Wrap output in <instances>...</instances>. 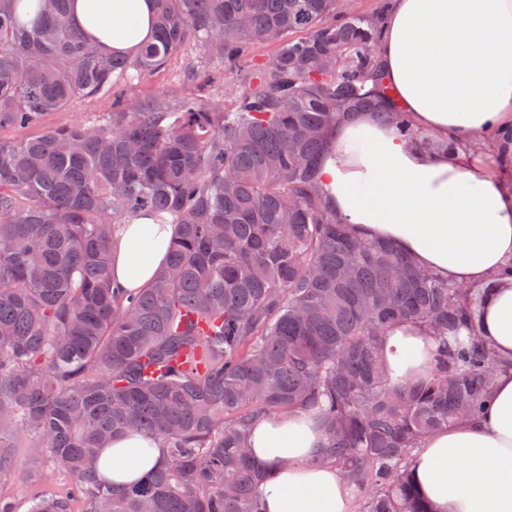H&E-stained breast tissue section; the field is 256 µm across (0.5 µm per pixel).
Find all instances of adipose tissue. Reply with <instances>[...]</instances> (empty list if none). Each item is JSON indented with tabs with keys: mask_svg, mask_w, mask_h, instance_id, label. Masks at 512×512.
Here are the masks:
<instances>
[{
	"mask_svg": "<svg viewBox=\"0 0 512 512\" xmlns=\"http://www.w3.org/2000/svg\"><path fill=\"white\" fill-rule=\"evenodd\" d=\"M154 12V0L72 3L88 37L127 56L150 39ZM379 58L394 100L441 147L410 141L372 112L341 114L320 164L325 199L355 231L450 283L484 289L479 329L512 359V282L496 281L512 265V0H388ZM480 132L500 136L494 154L473 148ZM174 235L147 216L124 225L115 285L146 287ZM433 347L424 326L398 322L386 360L394 376L413 378L429 370ZM250 442L265 472L264 512H354L336 469L307 464L326 443L312 413L260 416ZM163 462L159 440L131 432L103 451L99 472L123 487ZM413 472L435 512H512V368L497 373L484 415L423 441Z\"/></svg>",
	"mask_w": 512,
	"mask_h": 512,
	"instance_id": "adipose-tissue-1",
	"label": "adipose tissue"
}]
</instances>
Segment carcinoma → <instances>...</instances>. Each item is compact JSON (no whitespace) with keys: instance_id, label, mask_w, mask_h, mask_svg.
<instances>
[{"instance_id":"cac0c4a2","label":"carcinoma","mask_w":512,"mask_h":512,"mask_svg":"<svg viewBox=\"0 0 512 512\" xmlns=\"http://www.w3.org/2000/svg\"><path fill=\"white\" fill-rule=\"evenodd\" d=\"M152 41L112 54L71 0H0V130L154 72L193 40L241 77L227 109L153 100L0 139V483L31 449L73 483L26 512H260L248 437L261 414L318 413L356 512H433L412 475L425 437L485 410L512 363L480 336V291L358 236L318 170L343 112L418 138L376 47L382 11L354 0H155ZM273 53L255 64L251 48ZM144 211L177 233L152 283L112 286L119 226ZM427 326L430 371L404 384L383 336ZM139 432L164 464L124 488L99 451Z\"/></svg>"}]
</instances>
